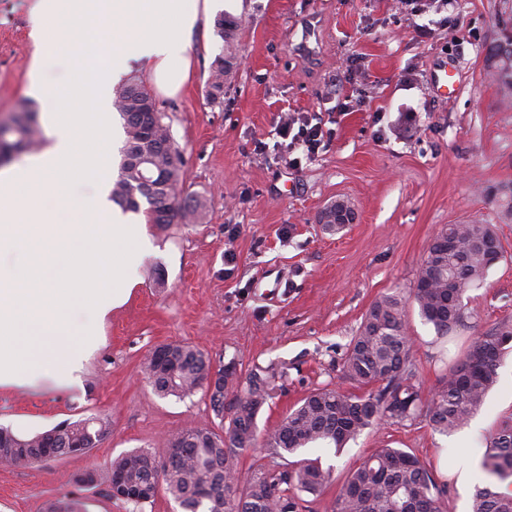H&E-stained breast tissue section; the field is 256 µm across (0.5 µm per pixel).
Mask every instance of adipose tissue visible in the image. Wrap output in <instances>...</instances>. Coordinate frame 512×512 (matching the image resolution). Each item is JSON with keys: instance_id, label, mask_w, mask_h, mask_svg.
<instances>
[{"instance_id": "1", "label": "adipose tissue", "mask_w": 512, "mask_h": 512, "mask_svg": "<svg viewBox=\"0 0 512 512\" xmlns=\"http://www.w3.org/2000/svg\"><path fill=\"white\" fill-rule=\"evenodd\" d=\"M215 0H36L29 17L33 82L48 106L49 145L24 164L0 169V255L24 254L22 266L0 265V390L50 378L77 383L88 354L99 343L95 326L73 328L75 300L104 319L130 294L123 274L102 257L118 244L142 243L139 220L109 200V150L90 136L109 140L112 89L131 65L147 68L169 94L191 77L190 38ZM71 18L78 26L57 28ZM80 55V76L51 83L45 74L63 48ZM93 179L95 188L71 203L72 185Z\"/></svg>"}]
</instances>
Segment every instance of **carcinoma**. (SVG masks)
I'll list each match as a JSON object with an SVG mask.
<instances>
[{"label":"carcinoma","mask_w":512,"mask_h":512,"mask_svg":"<svg viewBox=\"0 0 512 512\" xmlns=\"http://www.w3.org/2000/svg\"><path fill=\"white\" fill-rule=\"evenodd\" d=\"M214 34L222 42L207 82L211 100L224 93V78L237 64L238 24L220 14ZM498 69L502 87L512 90V47H503ZM124 122L112 202L124 211L143 212L150 224L194 223L202 204L182 196L183 159L155 97L142 79L128 77L113 101ZM40 141L36 112L23 105L8 126H0V161L30 150ZM151 158L159 174L157 186L145 184L138 159ZM501 256V244L489 224H450L430 242L410 294L424 323L444 339L466 326L464 296L484 282ZM406 301L395 294L375 300L352 338L343 359L344 376L374 390L365 394L322 387L293 408L275 428L262 434L258 417L276 389L275 373H251L243 392L237 369L213 366L196 347L166 342L149 350L142 369L161 398L189 397L206 390L219 423L178 429L168 435L166 456L133 449L110 463L107 495L138 510L151 501L159 485L182 512H299L301 494L316 493L332 482L319 459L294 456L313 444L341 449L352 438L380 423H403L418 417L439 433L450 435L464 427L484 406L498 381V369L512 350V326L504 323L476 337L464 357L448 369L443 385L430 397L413 382L414 338L406 321ZM111 433L106 418L66 420L31 436L0 427V464L22 466L85 454ZM262 445L280 460L274 471L244 476L237 457ZM488 476L474 488L471 512H512V497L496 490L494 481H512V419L500 423L481 460ZM444 487L413 454L400 448H380L363 460L339 486L336 512H443ZM45 512H83L77 498L52 499Z\"/></svg>","instance_id":"1"}]
</instances>
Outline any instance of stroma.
I'll return each mask as SVG.
<instances>
[{"label": "stroma", "mask_w": 512, "mask_h": 512, "mask_svg": "<svg viewBox=\"0 0 512 512\" xmlns=\"http://www.w3.org/2000/svg\"><path fill=\"white\" fill-rule=\"evenodd\" d=\"M35 0H0V121L25 103L32 70L28 18ZM237 20L238 63L212 102L206 84L221 42L212 23L193 38L191 81L156 101L183 157V195L201 201L194 224L146 225L147 250L126 252L135 285L98 326L82 385L45 379L0 391V426L32 435L85 416L108 418V439L84 455L0 466V512H43L53 498H82L85 512H127L104 487L113 457L148 448L211 417L204 391L154 394L141 364L155 345L182 341L212 361L236 363L240 378L275 368L283 387L258 419L273 429L313 389L356 391L341 363L370 305L409 295L434 234L451 224L492 225L501 258L464 301L467 326L437 339L415 307L416 384L436 392L480 333L512 324V95L497 81L500 46L512 42V0H455L408 18L400 0H227ZM455 66L441 98L433 74ZM316 113L331 129L318 154L288 162L277 128L286 114ZM345 202L353 223L327 232L321 212ZM469 425L451 435L425 418L364 430L345 448H306L333 483L305 495L303 512H334L336 486L377 449L415 455L446 483L444 512H470L484 442L512 417V354ZM472 462L467 480L449 471Z\"/></svg>", "instance_id": "35a3bbf8"}]
</instances>
